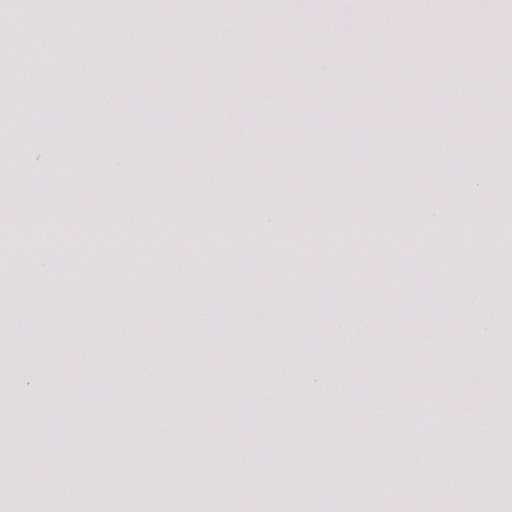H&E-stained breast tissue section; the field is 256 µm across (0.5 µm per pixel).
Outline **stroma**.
<instances>
[{
	"instance_id": "1",
	"label": "stroma",
	"mask_w": 512,
	"mask_h": 512,
	"mask_svg": "<svg viewBox=\"0 0 512 512\" xmlns=\"http://www.w3.org/2000/svg\"><path fill=\"white\" fill-rule=\"evenodd\" d=\"M127 3L108 51L95 18L73 45L79 65L50 84L0 8V81L17 99L0 113V196L23 197V224H224L227 262L201 277L198 241L148 249L132 236L115 243L126 265L97 278L76 251L73 276L36 279L31 303L15 302L23 280L0 286L13 374L0 445L26 461L20 487L41 512L63 500L108 512L104 489L126 512H500L512 502V172L494 161L512 154V0H366L352 19L339 0H214L208 13ZM133 33L158 42L153 58L124 53ZM473 57L491 79H472ZM155 111L166 125L152 126ZM463 155L481 164L462 185ZM475 181L490 188L475 212L479 268L449 257L444 223L386 282L369 278L371 253L343 265L320 242L309 254L249 247L288 222L332 236L379 209L383 223L419 226L414 197L452 213L451 189L466 196ZM163 264L161 298L131 289L136 268ZM477 281L494 293L480 313ZM449 392L451 430L420 427V401ZM189 420L191 475L177 444ZM134 432L153 455L145 477L134 453L111 452Z\"/></svg>"
}]
</instances>
